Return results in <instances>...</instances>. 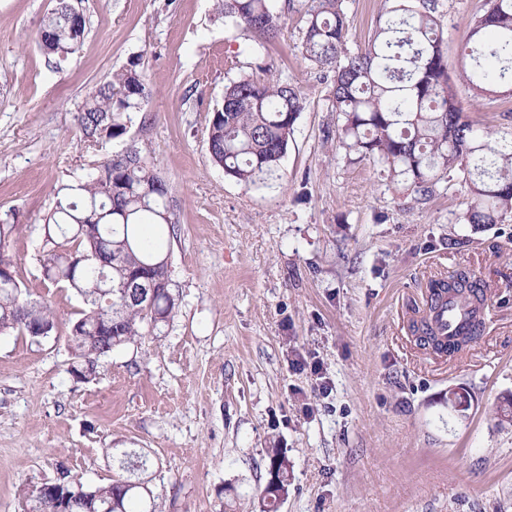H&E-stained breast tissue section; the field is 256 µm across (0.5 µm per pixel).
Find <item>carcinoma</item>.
Wrapping results in <instances>:
<instances>
[{
	"label": "carcinoma",
	"mask_w": 512,
	"mask_h": 512,
	"mask_svg": "<svg viewBox=\"0 0 512 512\" xmlns=\"http://www.w3.org/2000/svg\"><path fill=\"white\" fill-rule=\"evenodd\" d=\"M214 7L255 51L280 32L281 16L270 0H214ZM74 9L70 0H56L42 19L36 42L50 62L66 59L84 42L86 27L69 22ZM302 9L298 48L330 83L329 108L340 121L341 147L377 163L386 180L424 200L440 182L458 181L471 195L462 221L475 231L512 219V131L491 130L462 112L448 74L437 0H394L357 53L347 47L344 0H302ZM459 56L476 98L494 94L495 83L512 77V0H489ZM150 96L139 60H130L94 88L76 112L84 141L101 147L122 137ZM304 103L301 87L287 75L230 81L207 126L211 161L247 189L279 177ZM143 225L155 228L152 238L140 236ZM166 227L173 228L168 184L134 144L58 189L42 227L43 272L85 304L67 335L73 356L69 374L76 380H92L101 357L160 330L175 314ZM17 233L19 225L0 224V265H11L5 247ZM137 277L155 285L148 309L130 287ZM432 287L476 300L486 283L458 271ZM57 328L49 306L23 297L14 270L0 273V335L45 331L53 336ZM105 453L116 470L110 483L88 486L63 471L33 490L30 512H136V503L156 512L155 504L146 502L148 486L140 478L147 455L134 448ZM268 475L288 492L285 456L273 454Z\"/></svg>",
	"instance_id": "1"
}]
</instances>
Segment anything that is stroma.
I'll return each mask as SVG.
<instances>
[{
	"instance_id": "35a3bbf8",
	"label": "stroma",
	"mask_w": 512,
	"mask_h": 512,
	"mask_svg": "<svg viewBox=\"0 0 512 512\" xmlns=\"http://www.w3.org/2000/svg\"><path fill=\"white\" fill-rule=\"evenodd\" d=\"M82 48L48 66L35 38L55 0H0V223L26 298L59 333L0 336V512L68 468L84 484L113 476L109 448H139L158 512H268L273 452L291 466L277 512H512V223L475 232L471 198L441 183L414 202L369 160H350L328 109L330 85L300 54L302 21L253 55L211 0H73ZM392 0H345L348 47L364 46ZM487 0H439L448 71L463 112L512 129V96L473 97L457 46ZM140 57L152 95L125 135L88 148L74 114L96 85ZM266 64L306 97L280 176L244 188L213 164L212 110L229 80ZM170 187L167 249L179 308L162 331L69 374L65 331L83 307L45 280L43 217L62 184L127 145ZM464 270L486 282L491 313L451 362L412 340L406 313L427 277ZM319 364V374L309 367ZM463 389L467 410L448 392Z\"/></svg>"
}]
</instances>
